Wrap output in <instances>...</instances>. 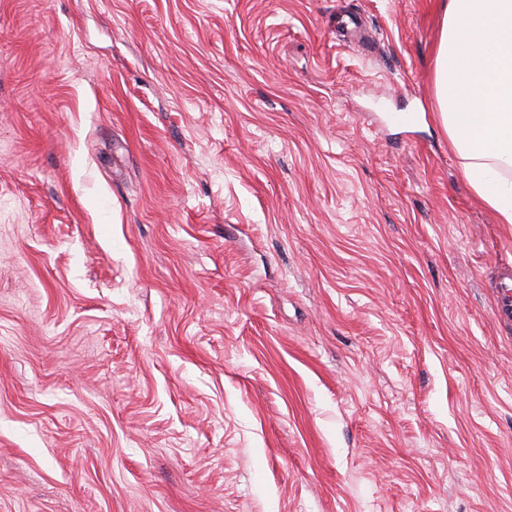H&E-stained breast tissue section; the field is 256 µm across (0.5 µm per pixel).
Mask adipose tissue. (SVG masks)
I'll return each mask as SVG.
<instances>
[{
    "mask_svg": "<svg viewBox=\"0 0 512 512\" xmlns=\"http://www.w3.org/2000/svg\"><path fill=\"white\" fill-rule=\"evenodd\" d=\"M434 94L474 193L512 224V0H448Z\"/></svg>",
    "mask_w": 512,
    "mask_h": 512,
    "instance_id": "ef3b65f1",
    "label": "adipose tissue"
}]
</instances>
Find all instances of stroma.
<instances>
[{"mask_svg": "<svg viewBox=\"0 0 512 512\" xmlns=\"http://www.w3.org/2000/svg\"><path fill=\"white\" fill-rule=\"evenodd\" d=\"M441 20L0 0V512H512Z\"/></svg>", "mask_w": 512, "mask_h": 512, "instance_id": "obj_1", "label": "stroma"}]
</instances>
